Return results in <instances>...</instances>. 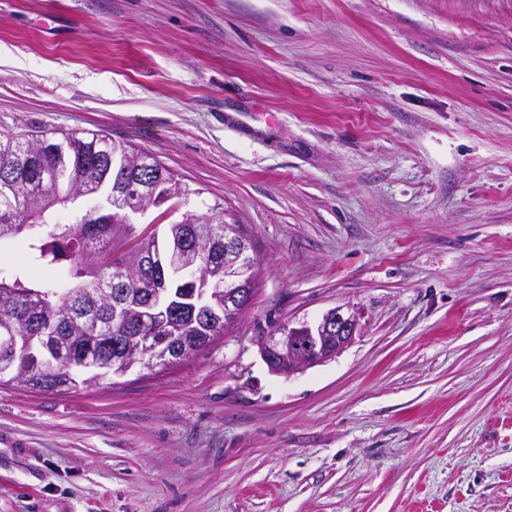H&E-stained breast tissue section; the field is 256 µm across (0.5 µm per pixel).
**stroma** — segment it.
<instances>
[{
	"instance_id": "1",
	"label": "stroma",
	"mask_w": 512,
	"mask_h": 512,
	"mask_svg": "<svg viewBox=\"0 0 512 512\" xmlns=\"http://www.w3.org/2000/svg\"><path fill=\"white\" fill-rule=\"evenodd\" d=\"M52 131L260 268L183 363L0 386V512H512V0H0V132ZM340 305L350 347L269 374ZM355 311L337 306L313 324L281 326L276 332L255 337L259 353L276 375H290L325 363L350 346L359 336L361 324Z\"/></svg>"
}]
</instances>
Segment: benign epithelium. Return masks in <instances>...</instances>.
Masks as SVG:
<instances>
[{
  "instance_id": "benign-epithelium-1",
  "label": "benign epithelium",
  "mask_w": 512,
  "mask_h": 512,
  "mask_svg": "<svg viewBox=\"0 0 512 512\" xmlns=\"http://www.w3.org/2000/svg\"><path fill=\"white\" fill-rule=\"evenodd\" d=\"M124 164L134 169L135 176L121 194L113 197V204L126 210V219L142 217L161 207L170 217L180 213L183 200L168 205L156 193L146 192L156 176L152 164L130 154ZM191 221L189 213H181L176 220L182 225L179 241L157 251L141 246L140 236L123 239L124 250L134 263L115 273L112 294L106 296L117 336L97 335L99 323L91 311L73 320L64 319L59 306L48 298H33L22 313L29 331L22 336L10 328L0 337V372L22 381L42 378L49 371L63 376L89 373L98 380L127 372L135 365L152 372L190 358L181 331L174 327L175 319L187 315L198 331L208 333L226 323L227 318H238L251 298L247 281L255 257L249 237L226 224L224 265L213 268L207 262L209 245L219 230L212 228L206 238ZM130 278L160 283L162 287L134 298L125 288ZM171 283L181 285L178 292L168 288ZM65 327L93 335L99 346L80 353L66 350L59 345ZM360 331L359 315L337 306L312 324L292 327L286 323L274 333L255 337V342L271 373L290 375L335 358Z\"/></svg>"
}]
</instances>
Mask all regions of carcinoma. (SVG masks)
<instances>
[{"instance_id":"carcinoma-1","label":"carcinoma","mask_w":512,"mask_h":512,"mask_svg":"<svg viewBox=\"0 0 512 512\" xmlns=\"http://www.w3.org/2000/svg\"><path fill=\"white\" fill-rule=\"evenodd\" d=\"M115 150L114 139L103 133L54 131L31 138L0 133V169L11 175L9 188L0 187V249L18 248L72 287L91 281L94 288L111 291L112 268L130 261L114 253V238L130 235L133 225L116 209L110 216L84 212L69 224L53 217L81 198L112 202L113 189L126 177L124 168L112 166ZM49 225L52 230L42 234L40 228ZM96 256L111 260L95 275ZM38 292L55 294L22 269L0 267V296L25 302Z\"/></svg>"}]
</instances>
